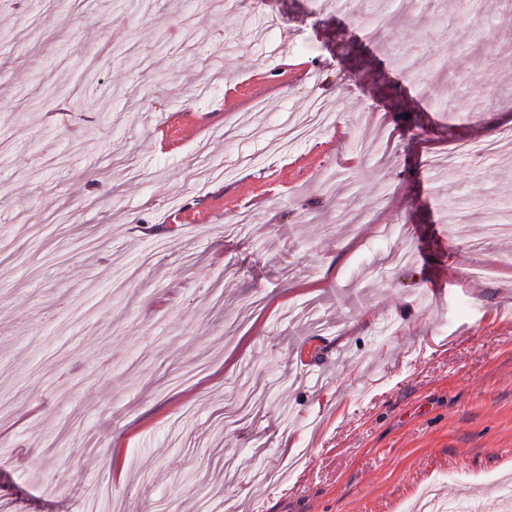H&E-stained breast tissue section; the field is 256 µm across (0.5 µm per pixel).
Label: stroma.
Listing matches in <instances>:
<instances>
[{
  "label": "stroma",
  "instance_id": "obj_1",
  "mask_svg": "<svg viewBox=\"0 0 512 512\" xmlns=\"http://www.w3.org/2000/svg\"><path fill=\"white\" fill-rule=\"evenodd\" d=\"M510 127L512 0L0 5V506L491 512Z\"/></svg>",
  "mask_w": 512,
  "mask_h": 512
}]
</instances>
